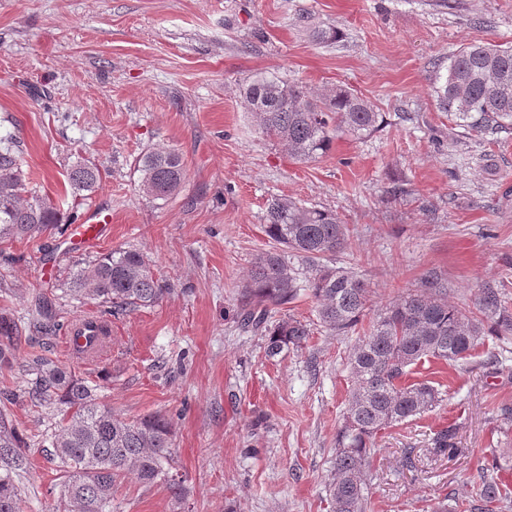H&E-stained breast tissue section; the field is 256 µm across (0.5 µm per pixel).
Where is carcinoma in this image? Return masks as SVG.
Returning a JSON list of instances; mask_svg holds the SVG:
<instances>
[{
  "label": "carcinoma",
  "instance_id": "carcinoma-1",
  "mask_svg": "<svg viewBox=\"0 0 512 512\" xmlns=\"http://www.w3.org/2000/svg\"><path fill=\"white\" fill-rule=\"evenodd\" d=\"M433 93L438 108L468 130L512 129V47L468 43L448 56V66L437 67ZM243 103L258 133L282 145L302 162L327 153L337 134L361 138L379 126L382 114L351 89L336 87L310 98L299 87L276 76L258 75L243 87ZM142 194L155 201L176 195L187 176L183 156L175 149L149 150L135 162ZM99 169L85 162L74 165L64 182L65 193L81 197L100 188ZM77 212L61 210L47 193L28 188L21 152L12 132H0V238H27L70 224ZM266 235L279 249L254 259L242 285V325L263 330L266 356L300 347L309 336L308 325L294 317L269 323L271 308L295 300L307 290L317 305L320 322L328 330L347 335L356 330L369 301L365 281L344 267L322 264L344 249L349 228L331 210L308 206L286 196H274L263 215ZM313 266L307 285L301 286L285 254ZM408 294L380 315L369 334L359 338L350 358L352 388L344 422L336 434L326 488L334 512H366L368 475L376 435L391 426L421 416L442 401L428 381L407 380L412 366L423 359L458 362L466 359L484 338L482 321L466 317L448 304L446 284L434 270ZM168 292L143 253L127 249L107 252L69 272L62 293L75 300L94 299L114 313L154 306ZM32 330L46 335L57 331L55 299L42 294ZM478 309L512 332V311L498 288L479 289ZM17 323L0 312V341L14 346ZM35 381L31 405H53L63 412L66 425L54 437L52 448L63 468L60 512H112L113 488L133 473L146 485L165 484L171 497L185 496L180 482L169 476L172 462L173 419L151 414L128 421L116 417L99 400L88 381L47 358L31 363ZM22 438L7 414L0 411V512H20V490L14 480ZM459 452L455 429L437 431L431 453L452 457ZM472 512H496L512 500V492L484 474L476 485Z\"/></svg>",
  "mask_w": 512,
  "mask_h": 512
}]
</instances>
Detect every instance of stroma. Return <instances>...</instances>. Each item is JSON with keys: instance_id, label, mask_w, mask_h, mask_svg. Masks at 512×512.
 <instances>
[{"instance_id": "1", "label": "stroma", "mask_w": 512, "mask_h": 512, "mask_svg": "<svg viewBox=\"0 0 512 512\" xmlns=\"http://www.w3.org/2000/svg\"><path fill=\"white\" fill-rule=\"evenodd\" d=\"M306 16L336 40H313ZM467 42L512 46V0H0V128L51 196L74 162L95 164L103 185L84 205L112 210L111 240L91 250L52 230L0 239V308L29 323L36 295L75 262L124 248L146 253L172 287L152 307L112 316L98 361L71 355L62 335L32 334L0 369V408L23 439L22 512H57L60 500L51 442L62 416L27 398L38 354L90 381L120 419L172 416L184 501L127 476L114 488L117 512H333L325 479L359 337L430 269L466 316H478L481 286L512 299V131L464 130L432 91L436 65ZM258 74L311 92L348 87L383 121L297 162L244 108L242 86ZM159 147L183 155L187 177L152 202L134 161ZM278 195L348 225L336 264L367 281L370 302L346 336L320 324L307 294L273 309L311 334L270 359L265 336L239 325V287L274 246L262 215ZM410 377L432 381L443 400L376 436L367 512L456 507L494 457L512 455V335L488 330L472 356ZM448 426L461 454L431 455Z\"/></svg>"}]
</instances>
